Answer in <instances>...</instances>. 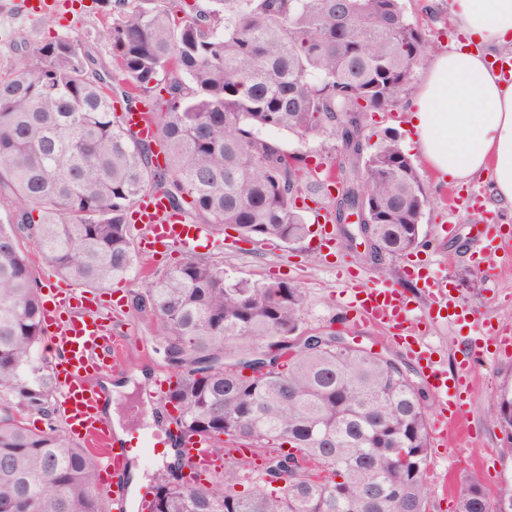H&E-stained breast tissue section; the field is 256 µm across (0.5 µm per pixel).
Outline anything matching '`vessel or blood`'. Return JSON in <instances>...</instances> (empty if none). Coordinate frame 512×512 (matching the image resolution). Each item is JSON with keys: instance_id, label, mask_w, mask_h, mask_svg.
Masks as SVG:
<instances>
[{"instance_id": "b4317fda", "label": "vessel or blood", "mask_w": 512, "mask_h": 512, "mask_svg": "<svg viewBox=\"0 0 512 512\" xmlns=\"http://www.w3.org/2000/svg\"><path fill=\"white\" fill-rule=\"evenodd\" d=\"M124 121L137 138L151 139L154 126L148 114L132 112L125 115ZM454 199L464 211L482 215L485 247L497 251L504 233L494 217L484 213L481 195L458 188ZM133 221L142 229L138 249L145 255H159L176 245L193 251L206 235L204 225L191 223L160 195L144 197ZM346 275L351 285L346 305L356 320L385 328L392 341L421 365L427 385L439 398V413L431 436L439 445H446L460 419L458 401L462 391L470 389L474 370L483 360L507 350L500 327L485 322L482 341L464 347L455 373H448L436 359L433 346L420 334L421 326L433 322L434 310L447 309L452 320L466 317V308L451 294L447 280L430 277L422 264L406 265L405 277L421 284L426 297L425 304L416 310L406 293L390 280L367 281L360 270L352 268L347 269ZM41 320L51 344V366L60 383L58 406L67 432L80 446L99 449V488L107 512H129L123 475L130 449L126 441L114 435L111 424L101 413V390L94 380L95 374L122 366L112 318L94 306L83 291L62 283L43 294ZM172 441L177 443L186 469L208 476L219 472L222 460L212 452L207 438L178 427L172 439H161L160 444L165 447Z\"/></svg>"}]
</instances>
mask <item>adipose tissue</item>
Masks as SVG:
<instances>
[{
  "label": "adipose tissue",
  "mask_w": 512,
  "mask_h": 512,
  "mask_svg": "<svg viewBox=\"0 0 512 512\" xmlns=\"http://www.w3.org/2000/svg\"><path fill=\"white\" fill-rule=\"evenodd\" d=\"M450 8L458 29L482 49L432 56L407 107L409 126L435 171L488 179L492 207L512 208V85L489 65L494 49L512 43V0H451Z\"/></svg>",
  "instance_id": "adipose-tissue-1"
}]
</instances>
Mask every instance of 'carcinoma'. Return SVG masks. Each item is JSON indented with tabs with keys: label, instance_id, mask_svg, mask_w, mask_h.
Returning <instances> with one entry per match:
<instances>
[{
	"label": "carcinoma",
	"instance_id": "1",
	"mask_svg": "<svg viewBox=\"0 0 512 512\" xmlns=\"http://www.w3.org/2000/svg\"><path fill=\"white\" fill-rule=\"evenodd\" d=\"M179 2L113 0L111 67L65 36L0 77V196L15 201L0 222V512H103L99 456L19 418L50 415L57 391L35 357L40 291L24 243L76 286L104 288L133 268L129 224L154 193L194 224L299 243L308 225L297 199L331 188L260 135L267 128L339 141L330 220L345 202L371 221L341 227L344 246L362 238L378 263L422 244L421 176L396 136L371 145L365 124L399 106L433 50L402 0H209L183 17ZM144 108L150 143L124 128L123 113ZM133 302L153 316L176 379V422L220 455L229 441L275 449L262 468L240 462L209 486L157 472L153 512H426L428 405L412 369L337 346L341 331L304 335L297 284L232 280L188 256ZM508 404L506 391L490 416L511 431ZM277 473L285 486L269 481ZM491 504L473 478L457 512Z\"/></svg>",
	"mask_w": 512,
	"mask_h": 512
}]
</instances>
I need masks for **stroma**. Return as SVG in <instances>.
Segmentation results:
<instances>
[{
	"label": "stroma",
	"instance_id": "stroma-1",
	"mask_svg": "<svg viewBox=\"0 0 512 512\" xmlns=\"http://www.w3.org/2000/svg\"><path fill=\"white\" fill-rule=\"evenodd\" d=\"M449 3L450 0H404L412 19L423 26L439 52L450 49L457 41L458 29ZM111 20L104 8L90 13L75 9L50 22L0 8V27L9 29L6 40L0 42V76L9 73L20 53L58 34L77 37L84 50L104 62H111L112 47L104 36V27ZM396 114V120L391 121L385 113L374 112L368 114L366 123L369 132L377 138L386 129H393L402 149L418 168L430 204L423 218V245L415 249L413 255L432 262L436 271L446 275L453 296L470 310L466 321L441 318L426 334L445 368L452 372L456 369L461 344L477 338L484 321L512 330V263L497 254L488 259L489 271L475 268L472 257L484 246L483 225L478 216H458L454 236L444 237L441 227L450 216L453 183L436 174L416 150L405 108H397ZM266 136L277 141L285 151L304 154L311 167L319 162L333 163L337 157L338 142L326 135L303 140L285 131L270 130ZM330 209V199L322 196L303 209L310 232L301 243L263 246L244 239L234 226H215L196 255L223 263L225 273L235 279L262 282L274 276L298 284L304 295L301 312L304 331L345 329L359 345L401 356V349L390 342L385 332L349 319L344 303L348 288L338 277L337 270L351 266L360 269L367 278H388L418 305L424 299L422 290L403 276L404 257H389L374 264L353 251L332 253L319 248L320 226ZM183 256L182 249L177 246L163 256H138L131 273L124 279L112 281L107 287L108 292L122 297L124 305L118 312V321L133 338L127 343L122 370L105 373L102 379L112 385V405L121 419L123 433L136 442L129 462L149 477L157 472L159 460L148 456L145 445L155 434L165 433L171 409L149 395L154 376L164 370L165 364L155 348L149 312L134 307L131 298L143 291L147 274L173 265ZM506 389L512 391V357L489 359L476 369L473 389L464 397L461 415V425L470 433L469 442L429 448L427 512H456L459 490L473 478L480 480L492 498H499L506 491L512 492V453L506 450L508 442L512 441V433L501 428L489 414L492 401Z\"/></svg>",
	"mask_w": 512,
	"mask_h": 512
}]
</instances>
